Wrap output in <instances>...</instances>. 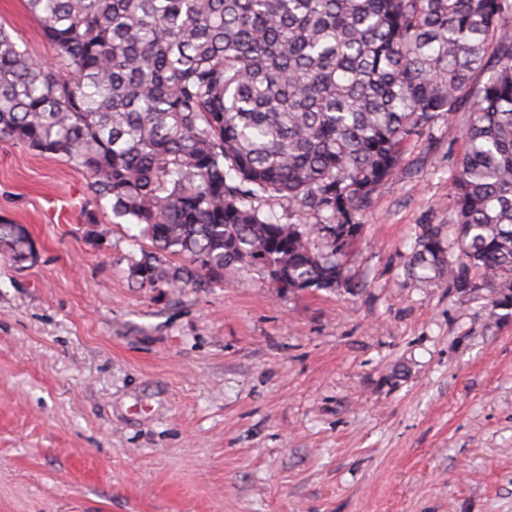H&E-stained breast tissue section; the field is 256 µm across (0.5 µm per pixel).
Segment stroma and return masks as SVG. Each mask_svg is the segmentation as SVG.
I'll use <instances>...</instances> for the list:
<instances>
[{
  "instance_id": "obj_1",
  "label": "stroma",
  "mask_w": 512,
  "mask_h": 512,
  "mask_svg": "<svg viewBox=\"0 0 512 512\" xmlns=\"http://www.w3.org/2000/svg\"><path fill=\"white\" fill-rule=\"evenodd\" d=\"M0 26L55 61L22 0ZM465 112L402 145L347 288L129 274L150 242L87 174L0 140V512H512V309L406 264L444 224ZM96 223H88V212Z\"/></svg>"
}]
</instances>
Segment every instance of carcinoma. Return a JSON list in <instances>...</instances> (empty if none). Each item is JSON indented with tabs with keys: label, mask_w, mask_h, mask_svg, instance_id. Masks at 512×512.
Instances as JSON below:
<instances>
[{
	"label": "carcinoma",
	"mask_w": 512,
	"mask_h": 512,
	"mask_svg": "<svg viewBox=\"0 0 512 512\" xmlns=\"http://www.w3.org/2000/svg\"><path fill=\"white\" fill-rule=\"evenodd\" d=\"M25 2L58 60L0 26V139L83 169L93 201L141 227L140 285L205 288L238 266L349 287L402 143L469 102L450 219L421 225L407 268L461 293L478 272L512 307V0ZM260 198L288 201V221ZM2 242L30 248L12 224Z\"/></svg>",
	"instance_id": "carcinoma-1"
}]
</instances>
